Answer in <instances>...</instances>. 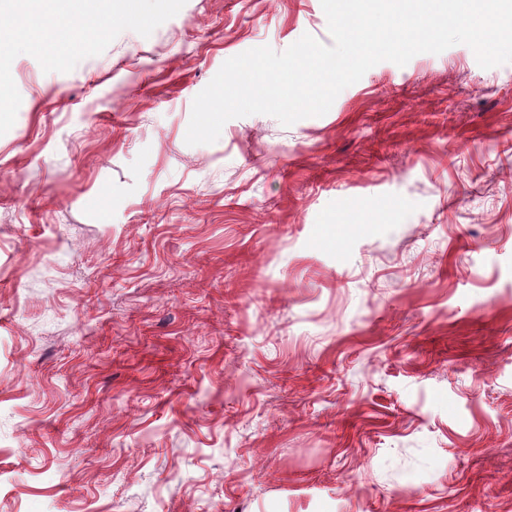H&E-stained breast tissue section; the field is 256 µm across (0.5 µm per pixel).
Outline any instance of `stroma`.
<instances>
[{
    "label": "stroma",
    "instance_id": "obj_1",
    "mask_svg": "<svg viewBox=\"0 0 512 512\" xmlns=\"http://www.w3.org/2000/svg\"><path fill=\"white\" fill-rule=\"evenodd\" d=\"M320 0H187L0 135V512H512V63L185 136ZM106 204H99V197Z\"/></svg>",
    "mask_w": 512,
    "mask_h": 512
}]
</instances>
